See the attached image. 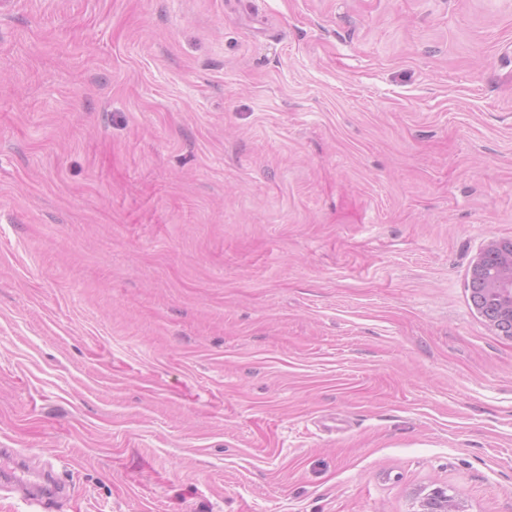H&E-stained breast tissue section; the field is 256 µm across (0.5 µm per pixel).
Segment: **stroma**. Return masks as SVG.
<instances>
[{
  "instance_id": "obj_1",
  "label": "stroma",
  "mask_w": 512,
  "mask_h": 512,
  "mask_svg": "<svg viewBox=\"0 0 512 512\" xmlns=\"http://www.w3.org/2000/svg\"><path fill=\"white\" fill-rule=\"evenodd\" d=\"M494 236L512 0H0V451L58 512H512ZM473 309L498 335L512 338V237H491L473 258L469 277ZM446 493L442 494L439 488L431 489L419 501V510L416 512H458L457 505Z\"/></svg>"
}]
</instances>
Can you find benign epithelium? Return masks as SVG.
I'll list each match as a JSON object with an SVG mask.
<instances>
[{
    "mask_svg": "<svg viewBox=\"0 0 512 512\" xmlns=\"http://www.w3.org/2000/svg\"><path fill=\"white\" fill-rule=\"evenodd\" d=\"M473 309L498 335L512 338V237H491L473 258L469 277ZM417 512H458L448 494L433 488Z\"/></svg>",
    "mask_w": 512,
    "mask_h": 512,
    "instance_id": "1",
    "label": "benign epithelium"
}]
</instances>
